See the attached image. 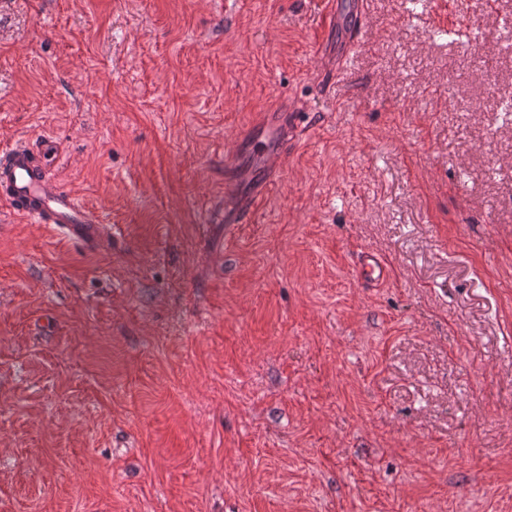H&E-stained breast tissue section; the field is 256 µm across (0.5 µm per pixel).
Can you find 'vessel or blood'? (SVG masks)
<instances>
[{"instance_id":"vessel-or-blood-1","label":"vessel or blood","mask_w":512,"mask_h":512,"mask_svg":"<svg viewBox=\"0 0 512 512\" xmlns=\"http://www.w3.org/2000/svg\"><path fill=\"white\" fill-rule=\"evenodd\" d=\"M296 109L291 103L264 113L224 152V212L221 222L249 223L282 172L288 149L301 135ZM59 159L55 141L28 140L0 150V202L12 215L32 224H50L62 236L86 246L98 245L109 233L103 215L83 205L56 180L52 167ZM360 274L370 282L388 276V266L366 254Z\"/></svg>"}]
</instances>
